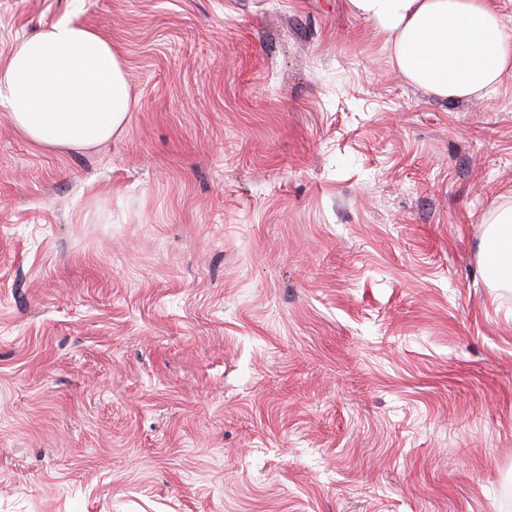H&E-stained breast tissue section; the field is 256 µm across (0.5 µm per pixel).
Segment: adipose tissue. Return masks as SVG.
<instances>
[{
  "instance_id": "1",
  "label": "adipose tissue",
  "mask_w": 512,
  "mask_h": 512,
  "mask_svg": "<svg viewBox=\"0 0 512 512\" xmlns=\"http://www.w3.org/2000/svg\"><path fill=\"white\" fill-rule=\"evenodd\" d=\"M380 33L408 82L440 100L493 91L512 69V34L490 0H347ZM0 104L32 142L89 148L122 130L130 110L111 43L61 21L20 41L0 68Z\"/></svg>"
}]
</instances>
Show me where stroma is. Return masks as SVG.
<instances>
[{
  "mask_svg": "<svg viewBox=\"0 0 512 512\" xmlns=\"http://www.w3.org/2000/svg\"><path fill=\"white\" fill-rule=\"evenodd\" d=\"M106 38L111 141L0 106V512H512V72L441 101L345 0H0Z\"/></svg>",
  "mask_w": 512,
  "mask_h": 512,
  "instance_id": "35a3bbf8",
  "label": "stroma"
}]
</instances>
